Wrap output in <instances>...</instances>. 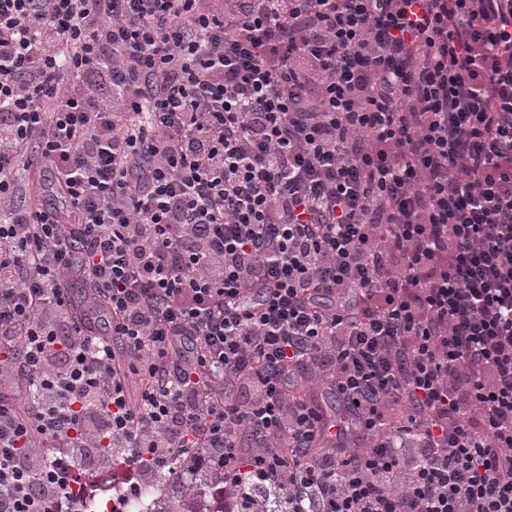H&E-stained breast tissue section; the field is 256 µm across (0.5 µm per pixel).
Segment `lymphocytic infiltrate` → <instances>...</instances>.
Returning a JSON list of instances; mask_svg holds the SVG:
<instances>
[{"label": "lymphocytic infiltrate", "mask_w": 512, "mask_h": 512, "mask_svg": "<svg viewBox=\"0 0 512 512\" xmlns=\"http://www.w3.org/2000/svg\"><path fill=\"white\" fill-rule=\"evenodd\" d=\"M87 448L512 512V0H0V512Z\"/></svg>", "instance_id": "1"}]
</instances>
